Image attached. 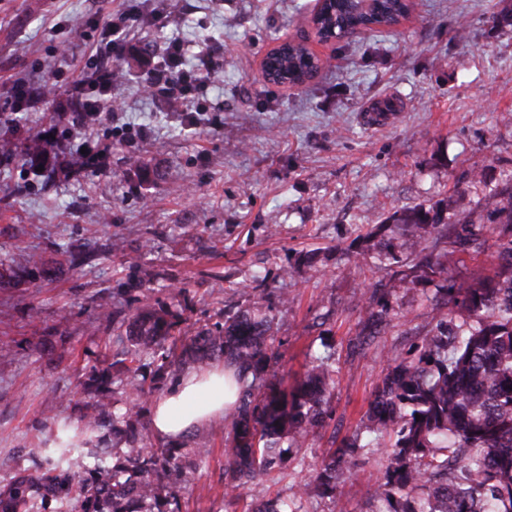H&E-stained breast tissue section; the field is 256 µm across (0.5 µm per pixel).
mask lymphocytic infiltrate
I'll list each match as a JSON object with an SVG mask.
<instances>
[{
  "mask_svg": "<svg viewBox=\"0 0 512 512\" xmlns=\"http://www.w3.org/2000/svg\"><path fill=\"white\" fill-rule=\"evenodd\" d=\"M163 26L168 14L163 4L152 10L143 5L125 9L99 20L98 38L90 65L59 79L50 73L45 79H22L9 92L18 109L51 110L67 129L66 140L37 135L40 158L55 175L71 177L94 165L105 164L112 153V140L100 135L103 124L119 127L122 116L112 98L117 66L129 49V39L143 21ZM186 47L170 41L161 61L149 69L144 79L146 89L157 98L189 109L198 93L212 84L224 67V46L210 43L201 46L193 65L185 63Z\"/></svg>",
  "mask_w": 512,
  "mask_h": 512,
  "instance_id": "1",
  "label": "lymphocytic infiltrate"
}]
</instances>
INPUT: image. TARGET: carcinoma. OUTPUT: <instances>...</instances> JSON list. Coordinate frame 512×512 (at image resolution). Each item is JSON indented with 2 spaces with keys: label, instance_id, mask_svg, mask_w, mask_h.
Returning a JSON list of instances; mask_svg holds the SVG:
<instances>
[{
  "label": "carcinoma",
  "instance_id": "carcinoma-1",
  "mask_svg": "<svg viewBox=\"0 0 512 512\" xmlns=\"http://www.w3.org/2000/svg\"><path fill=\"white\" fill-rule=\"evenodd\" d=\"M409 8L407 0H373L369 10L356 0H326L313 23L323 36L341 39L344 32L370 24L390 27ZM302 42H292L268 56L291 82L303 83L316 71ZM466 190L478 197L479 214L443 216V210L412 208L393 215L406 238L415 266L443 275L436 249L442 244L465 247L497 245V262L489 273L463 288L447 285L433 297V323L422 343L407 355L392 353L393 366L375 385L367 420L352 437L328 452L310 483L286 498L274 497L252 512H307L314 496L336 502L338 480L346 459L358 451L385 453V471L373 498L383 512H512V177L488 188L484 172L462 175ZM388 224H379L378 260L400 262ZM27 267L0 259V286L15 285ZM397 288L367 289L358 305L366 312L361 335L377 336L395 315L385 299ZM263 298L222 323L182 334V316L161 306L143 305L120 324L113 337L106 371L95 370L81 382L90 395L83 424H59L54 447L36 444L33 458L50 457L36 474H20L0 489V512H182L179 490L166 482L209 454V437L195 435L193 459L182 448H145L130 440L112 449V460L94 452L98 433L115 426L111 412L112 378L139 370L149 358L151 377L130 382L125 417L138 421L146 384L166 375L178 376L190 363L196 372L215 363L235 371L239 398L230 414L224 441V496L259 477L288 476V449L322 426L333 397L336 370L333 354L309 355L303 378L288 388L276 367L280 356L271 337L272 318Z\"/></svg>",
  "mask_w": 512,
  "mask_h": 512
}]
</instances>
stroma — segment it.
<instances>
[{
    "mask_svg": "<svg viewBox=\"0 0 512 512\" xmlns=\"http://www.w3.org/2000/svg\"><path fill=\"white\" fill-rule=\"evenodd\" d=\"M166 27L136 32L118 66L113 95L128 126L112 148L107 174L42 184L26 145L49 129L43 112H15L0 97V143L13 156L0 165V257L41 255L55 271L33 270L0 288V486L42 461L30 443L49 442L57 420H77L87 400L86 373L105 365L113 325L100 319V297L130 313V296L190 309L183 331L213 326L265 295L275 317V345L286 381L298 379L308 354L331 344L336 388L325 427L288 452V477L240 492L238 512L290 494L313 478L333 439L350 437L365 418L387 355L406 353L431 321L428 302L442 281L468 285L488 271L489 253L452 252L447 278L399 263L372 269L370 235L394 211L442 203L472 209L455 179L472 168L491 183L512 174V0H413L408 18L383 40L367 36L310 42L323 60L298 87L261 77L266 53L299 39L318 0H166ZM126 0H0V86L70 72L77 61L59 42L93 43L96 18ZM197 52L224 43V70L199 96L195 122L141 90L143 55L173 39ZM390 102L398 114L372 128L364 113ZM150 137L140 141L139 130ZM94 254L74 268L65 251ZM263 276L264 293L254 289ZM404 281L391 304L402 320L364 345L365 311L352 298L372 283ZM287 289L288 305L277 295ZM213 451L182 486L183 512H224L223 420L208 423ZM383 459L347 464L335 500L312 498L311 512H376L371 497Z\"/></svg>",
    "mask_w": 512,
    "mask_h": 512,
    "instance_id": "1",
    "label": "stroma"
}]
</instances>
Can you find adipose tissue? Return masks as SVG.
Returning a JSON list of instances; mask_svg holds the SVG:
<instances>
[{
    "label": "adipose tissue",
    "instance_id": "adipose-tissue-1",
    "mask_svg": "<svg viewBox=\"0 0 512 512\" xmlns=\"http://www.w3.org/2000/svg\"><path fill=\"white\" fill-rule=\"evenodd\" d=\"M231 377V371L222 368L204 377L194 373L184 377L155 401V433L164 439H179L203 423L225 417L238 398Z\"/></svg>",
    "mask_w": 512,
    "mask_h": 512
}]
</instances>
